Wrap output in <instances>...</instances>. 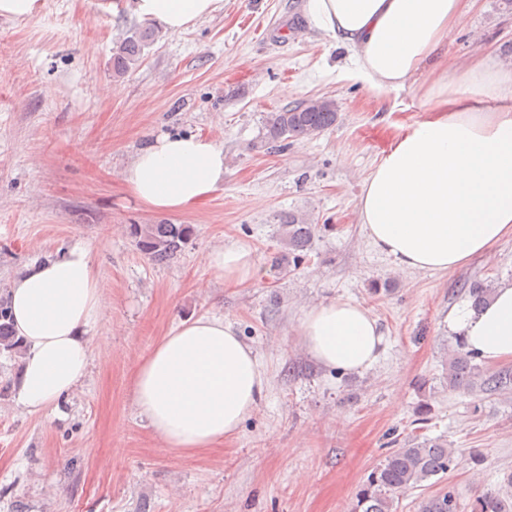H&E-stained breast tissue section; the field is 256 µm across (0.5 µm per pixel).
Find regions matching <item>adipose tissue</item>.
<instances>
[{
	"mask_svg": "<svg viewBox=\"0 0 512 512\" xmlns=\"http://www.w3.org/2000/svg\"><path fill=\"white\" fill-rule=\"evenodd\" d=\"M222 0H134L139 19L179 34ZM462 0H307L309 27L345 48L376 88L401 87L452 37ZM435 105L389 145L367 178L358 215L371 244L412 270L452 271L512 239V66L475 63L465 88L437 80ZM129 193L168 213L203 202L224 182V151L196 135H163L125 172ZM238 285L257 277L237 242L206 257ZM8 301L26 350L17 401L28 412L57 407L85 378L86 334L101 307L87 247L26 266ZM448 327L489 363L512 360V282L483 308L454 309ZM298 334L323 367L359 372L377 359L383 333L362 304L337 298L307 311ZM253 349L221 317L179 324L152 349L134 378V403L166 445L182 452L238 436L267 388Z\"/></svg>",
	"mask_w": 512,
	"mask_h": 512,
	"instance_id": "ef3b65f1",
	"label": "adipose tissue"
}]
</instances>
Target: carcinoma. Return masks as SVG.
<instances>
[{"label": "carcinoma", "mask_w": 512, "mask_h": 512, "mask_svg": "<svg viewBox=\"0 0 512 512\" xmlns=\"http://www.w3.org/2000/svg\"><path fill=\"white\" fill-rule=\"evenodd\" d=\"M150 27L134 28L123 38L113 53L112 71L121 77L136 64L143 50L153 41ZM336 104L329 98L308 100L293 108L273 112L267 119V137L272 142L289 138H311L336 124ZM315 225L295 216L288 217L282 231L288 241V254L299 258L312 238ZM139 250L151 260H170L182 251L191 235L188 224H139L134 226ZM492 285L475 280L466 285V295L476 308L491 299ZM10 322L7 301L0 297V351H19ZM448 356V388L463 393L480 394L487 398L512 397V367L494 370L476 363V355L465 350L461 339ZM456 462V451L440 437L415 436L405 440L401 447L391 451L376 467L356 493L351 512H396L397 493L410 487H420L437 476H446ZM419 512H461V504L454 488L445 486L437 493L423 498ZM471 512H512V472L504 478L495 492L478 497Z\"/></svg>", "instance_id": "carcinoma-1"}]
</instances>
